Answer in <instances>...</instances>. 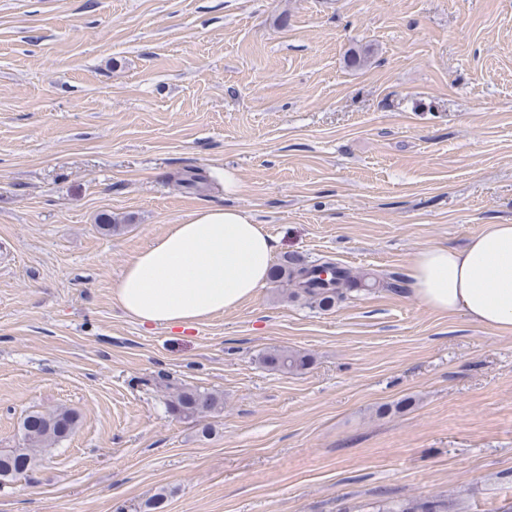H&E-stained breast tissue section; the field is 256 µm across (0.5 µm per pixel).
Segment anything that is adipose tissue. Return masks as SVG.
<instances>
[{"label": "adipose tissue", "instance_id": "obj_1", "mask_svg": "<svg viewBox=\"0 0 512 512\" xmlns=\"http://www.w3.org/2000/svg\"><path fill=\"white\" fill-rule=\"evenodd\" d=\"M273 240L244 210L203 204L129 262L114 288L144 325L187 328L251 299L268 281ZM426 306L512 334V224H489L464 246L431 245L409 270Z\"/></svg>", "mask_w": 512, "mask_h": 512}]
</instances>
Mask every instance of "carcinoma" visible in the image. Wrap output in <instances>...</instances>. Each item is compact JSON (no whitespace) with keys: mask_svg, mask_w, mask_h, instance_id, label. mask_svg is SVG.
<instances>
[{"mask_svg":"<svg viewBox=\"0 0 512 512\" xmlns=\"http://www.w3.org/2000/svg\"><path fill=\"white\" fill-rule=\"evenodd\" d=\"M374 52L372 45L360 47L350 54L348 64L363 67ZM273 279L292 286L291 298H303L321 309H330L343 297L342 289L354 290L355 282L350 273L323 262L310 266L297 257H287L274 270ZM260 364L268 370L282 373L302 371L310 365V357L297 351L270 347L259 356ZM222 395L199 388L177 387L169 393L166 411L180 420H194L201 415L223 407ZM80 415L66 406L49 411H33L25 416L21 425L24 441L19 448L0 451V479H8L30 470L36 462V452L45 451L71 436L78 427ZM375 512H443L447 505L423 501L412 507H403L393 501L373 506Z\"/></svg>","mask_w":512,"mask_h":512,"instance_id":"cac0c4a2","label":"carcinoma"}]
</instances>
